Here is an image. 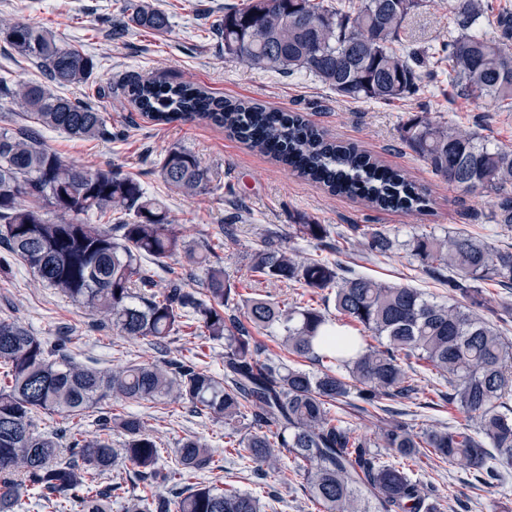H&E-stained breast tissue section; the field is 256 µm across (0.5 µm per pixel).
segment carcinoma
<instances>
[{
    "instance_id": "cac0c4a2",
    "label": "carcinoma",
    "mask_w": 512,
    "mask_h": 512,
    "mask_svg": "<svg viewBox=\"0 0 512 512\" xmlns=\"http://www.w3.org/2000/svg\"><path fill=\"white\" fill-rule=\"evenodd\" d=\"M419 0H250L224 11V57L279 74L305 72L355 101H404L424 93V77L448 74L460 94L512 112V12L494 13L492 0H454L458 35L432 51L403 37ZM127 22L162 34L170 16L145 0H126ZM496 17L499 40L474 32ZM21 57L44 68V80L0 91L43 129L94 140L107 134L102 113L59 94L85 83L93 57L61 44L31 21L0 30ZM135 107L158 122L205 121L273 155L333 194L356 195L370 208L422 211L428 194L399 171L382 168L353 146L329 141L296 113L210 94L188 82L152 78L125 88ZM35 129H0V246L34 276L101 317L121 336L163 344L186 328L224 344V376L190 359L130 364L110 372L74 360L63 343L0 321V512L45 501L68 512L70 495L82 493L83 512H266L251 494L198 481L213 469L214 454L196 439L184 440L175 462L162 465L161 444L137 416L107 412L94 418L99 434L87 438L89 409L109 398L133 402L167 399L230 425L251 416L260 432L237 446L262 473L280 470L292 457L323 512H438L413 480L404 460L422 456L461 464L481 486H493L512 468V341L479 315L490 310L484 285L512 288V250L477 236L424 230L401 243L383 227L351 224L326 242L324 224H296L303 239L327 243L338 253L356 246L374 256L399 246L436 276L448 272L453 303H439L419 288L387 284L345 269L338 261L301 258L266 245L250 264L253 276L290 288L333 296L338 319L302 302L271 297L242 299L243 314L225 309L239 295L213 263L215 246L187 242L182 226L132 177L91 171L65 162L42 146ZM402 139L448 183L467 192L496 195L495 220L512 229V149L491 147L476 134L420 112L402 127ZM169 187L193 196L211 182L210 170L190 151L173 147L160 163ZM118 215L116 224L89 217ZM184 257L204 271L205 288L188 289L178 278L161 286L143 265ZM277 329L284 358L263 356L254 332ZM321 366L311 372L289 357ZM415 359L448 383L446 399L465 418L459 426L415 432L380 419L368 436L357 433L334 408L357 390L362 413L383 400L403 403L419 391ZM64 413L79 419L66 439L35 431V415ZM126 436L112 447V430ZM385 456L389 460H382ZM138 469L145 495L122 496V483L102 476L118 459ZM168 489L162 495L156 489Z\"/></svg>"
}]
</instances>
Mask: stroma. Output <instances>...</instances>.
Masks as SVG:
<instances>
[{
	"mask_svg": "<svg viewBox=\"0 0 512 512\" xmlns=\"http://www.w3.org/2000/svg\"><path fill=\"white\" fill-rule=\"evenodd\" d=\"M170 16L168 33L158 36L135 27L115 33L124 0H0V21L28 20L48 28L56 38L97 61L88 84L65 88V96L89 103L102 112L109 137L81 140L60 131H45L44 144L63 160L86 169H119L138 180L181 224L187 241L221 236L224 225L235 227L215 260L231 281L247 280L252 253L270 243L293 248L305 257L339 260L355 272L390 283L421 289L437 301H447L448 284L430 275L418 259L399 249L375 257L354 249L336 253L319 242L297 237L298 224H323L341 231L350 224H378L399 240L416 231H464L496 247L512 245V231L494 224L495 198L467 192L435 175L400 136L402 125L419 112L476 132L489 145L512 148V112L498 111L484 100L449 95L448 78L410 101L394 104L355 102L336 94L304 73L284 76L246 68L224 57L220 25L224 10L245 0H150ZM453 0H422L406 22L412 47L422 49L448 37ZM161 77L196 83L215 96L248 99L272 109L298 112L327 136L353 144L388 168L399 169L416 185L429 189L430 210L405 213L366 208L358 199L333 196L322 187L284 170L264 153L231 137L224 129L200 123H158L139 112L120 89L139 79ZM181 147L209 167L208 189L194 196L169 188L161 180L159 163L166 152ZM14 321L46 340L68 335L76 360L109 371L127 363L192 358L215 373L224 371V346L207 337L172 336L160 346L101 328L95 317L58 291L45 287L28 270L13 265L0 274V320ZM421 395L396 405V418L414 430L462 423L445 400L426 402L434 387L421 377ZM124 411L147 422L167 452L180 442L197 438L210 444L220 466L202 472L201 480L274 500L275 512H322L312 499L293 462L280 472H254L249 459L224 451L223 424L191 411L181 402H123ZM412 476L429 489L439 512H489L490 498L512 510V471L494 493L479 490L471 473L439 463L413 468Z\"/></svg>",
	"mask_w": 512,
	"mask_h": 512,
	"instance_id": "obj_1",
	"label": "stroma"
}]
</instances>
